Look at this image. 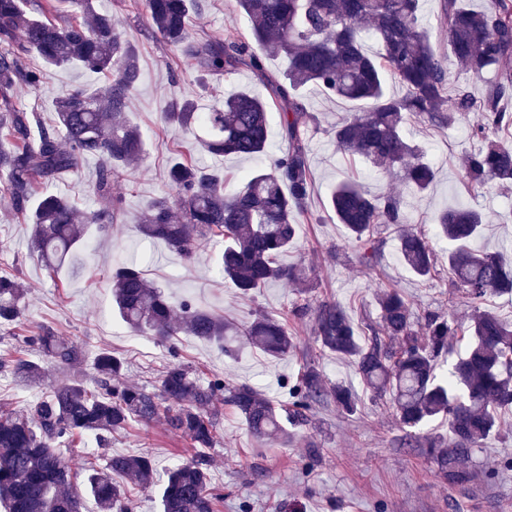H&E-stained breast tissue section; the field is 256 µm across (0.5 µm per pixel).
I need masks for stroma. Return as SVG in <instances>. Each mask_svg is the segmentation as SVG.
<instances>
[{
  "label": "stroma",
  "mask_w": 512,
  "mask_h": 512,
  "mask_svg": "<svg viewBox=\"0 0 512 512\" xmlns=\"http://www.w3.org/2000/svg\"><path fill=\"white\" fill-rule=\"evenodd\" d=\"M97 5L111 13L116 27L139 53L141 78L128 106V118L145 139L147 157L124 180L112 185L113 194L125 201L121 223L91 229L87 243L55 271L46 269L31 251L28 220L14 211L7 193L0 189V275L20 278L27 290L19 319L0 326V350L36 359V352L24 347L21 338L42 326L77 339L85 348L83 362L71 369L45 364L44 377L37 385L25 386L1 374L0 404L24 411L69 377L93 385L94 360L103 350L125 359L130 382L157 383L159 372L174 357L166 345L131 333L112 309V268L134 262L150 281L163 287L172 305L187 299L197 308L221 313L225 320L237 324L249 321L259 311L288 316L296 347L281 360L270 359L244 341L237 355L229 358L197 337H176V358L196 375L221 374L284 404L288 401L287 384L313 365L327 382L349 385L361 394L359 414L347 416L332 406L316 408L308 424L285 446L262 444L237 413L222 407L215 443L209 450L212 474L224 487L219 512H277L282 503L296 512H512V464L501 454L505 445H512V411L503 415L498 431L478 455L475 480L463 487H448L436 478L434 464L424 449L397 447L398 423L386 402L372 401L364 393L353 363L321 352L309 317L294 315L295 309L312 308L324 300L341 303L354 317L363 312L373 314L377 311L375 293L384 288L398 290L416 314L449 311L459 324L468 325L471 309L465 299L449 287L447 278L420 282L401 260L392 228L381 232L378 265H363L346 230L328 210L327 198L335 183L356 177L371 193L388 189L398 195L406 223L430 236L436 232L434 218L442 209L480 208L487 222L472 248L497 253L512 265V190L491 184L474 188L463 178L460 159L479 146L471 133L472 118L446 128L417 120L409 123V138L421 145L425 159L437 172L433 186L420 193L405 182L389 180L360 158L337 152L335 125L359 111V104L306 94V110L315 118L306 131L313 189L309 214L298 219L294 246L281 261L303 267L314 287L304 292L272 282L252 297L242 298L217 270L218 241L202 242L188 263L165 241L142 238L137 224L152 199L170 193L166 171L176 152L190 154L200 167L223 170L237 181L261 167L258 159L209 156L198 149L194 133L168 128L161 119L173 98L195 99L199 110L205 112L222 103L225 96L255 90L252 74L243 68L199 81L193 68L176 60L152 36L135 0H97ZM189 26L200 35L238 40L246 37L248 29L236 0H199ZM103 81V75L81 68L51 67L41 85L23 90L18 102L48 123L55 116L54 101L62 91L92 89ZM100 166V159H85L56 183V191L68 194L79 209L97 208L95 184ZM188 448L183 438L162 423L133 424L113 432L105 444L92 440L71 449L66 458L78 472L89 462L101 467L110 457L146 452L162 474L187 457Z\"/></svg>",
  "instance_id": "35a3bbf8"
}]
</instances>
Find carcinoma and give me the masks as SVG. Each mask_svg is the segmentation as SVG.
Masks as SVG:
<instances>
[{
  "label": "carcinoma",
  "instance_id": "1",
  "mask_svg": "<svg viewBox=\"0 0 512 512\" xmlns=\"http://www.w3.org/2000/svg\"><path fill=\"white\" fill-rule=\"evenodd\" d=\"M95 2L0 0V129L5 131L0 179L12 206L28 215L31 248L49 269L82 242L88 225L103 229L117 223L124 203L112 195V182L143 156L141 133L126 116L141 75L138 52ZM238 2L257 52L242 41L194 34L189 27L194 0H140L156 38L200 76L229 75L245 66L265 89L263 96L236 93L207 112L198 111L191 100L173 99L162 120L175 129H200L198 145L207 153L251 158L267 153L271 113L276 112L287 148L234 185L219 170L172 158L168 177L175 195L155 198L142 213L138 229L144 237L165 240L188 260L201 240L220 238L221 272L242 296L271 281L306 287L303 271L278 258L291 247L297 217L308 213L312 192L306 127L314 117L305 110L307 89L366 104L364 112L336 124L337 150L419 191L431 186L435 171L421 147L407 138L408 121L419 117L432 127H448L472 112L477 115L472 132L480 146L462 157L465 179L477 188L490 182L512 186V114L500 107L512 99V0H488L482 10L468 7L465 0H442L444 55L419 23L418 0ZM368 34L379 41L380 52L365 48ZM267 55L284 57L285 71L269 73ZM31 57L40 64L28 63ZM451 64L474 74L493 68L497 82L486 98L477 100L467 87L450 81ZM69 66L109 79L92 92L82 87L64 91L49 125L16 104L21 90L40 85L43 68ZM390 80L403 88L402 95L388 92ZM89 156L103 161L97 179L102 207L82 215L67 197L49 190L32 201L36 188L59 181ZM328 207L364 265L376 263L379 229L393 225L410 271L424 282L440 274L433 240L404 223L396 195H373L347 178L331 190ZM485 220L476 208H446L435 218L437 236L451 245V287L473 308L463 351L454 352L451 344L458 330L452 314L419 317L395 290L377 296L378 317L366 320L362 332L335 301L312 310L320 350L355 363L366 391L389 399L402 430L398 445L426 449L437 477L450 487L474 481L473 456L497 431L500 410L512 407V321L481 308L490 293H512V267L495 253L470 247ZM110 281L120 319L132 332L167 344L173 360L155 389L129 384L124 359L104 351L94 362L95 388L72 378L25 413L0 410V504L6 512H82L73 484L76 474L62 448L77 436L105 442L133 422L158 419L193 449L161 484L162 512H216L224 489L213 481L208 449L216 438L217 401L231 406L254 436L283 445L317 406L333 405L348 416L358 412L356 395L327 383L314 366L289 384L290 403L283 408L257 389L230 384L220 375L204 381L177 359L173 338L180 335L214 342L227 356L243 336L273 358L286 357L294 339L285 320L260 314L239 327L188 300L177 314L162 289L133 265L115 269ZM24 292L18 278L0 275V324L16 321ZM22 343L61 368L85 357L82 344L50 326L23 337ZM452 353L451 368L438 375V359ZM42 373L37 361L10 351L0 354V374L35 383ZM438 421L447 424L445 432L424 431ZM116 475L132 490L155 485L149 456H115L104 468L84 469L85 489L102 512H134V499L115 482Z\"/></svg>",
  "mask_w": 512,
  "mask_h": 512
}]
</instances>
